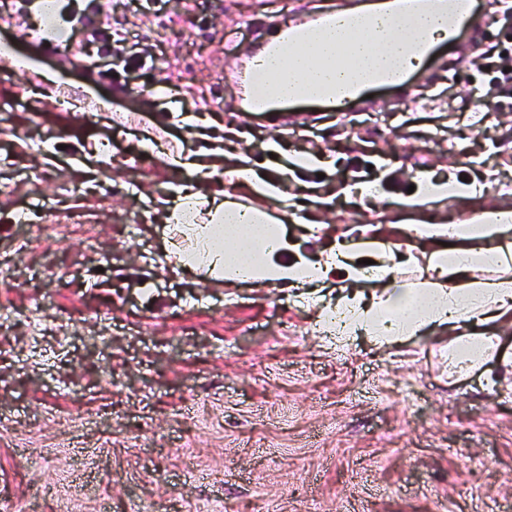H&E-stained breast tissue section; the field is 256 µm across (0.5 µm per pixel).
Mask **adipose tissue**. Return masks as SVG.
<instances>
[{"label": "adipose tissue", "mask_w": 512, "mask_h": 512, "mask_svg": "<svg viewBox=\"0 0 512 512\" xmlns=\"http://www.w3.org/2000/svg\"><path fill=\"white\" fill-rule=\"evenodd\" d=\"M366 17L367 25L354 38L335 32L325 42L330 46L350 42L356 63L370 66L379 43L401 45L404 32L392 28L387 8L369 11ZM210 178L218 185L225 181L246 185L254 198L271 201L276 209L270 212L231 199L218 203L196 182L182 184L165 206L168 252L182 270L229 283L320 288L330 281L390 279L397 269L420 262L424 269L415 280L368 298L345 294L324 303L321 321L331 324L340 311L345 315L341 334L363 331L387 343L433 325L447 327L452 337L448 362L461 371L495 352L494 337L471 334L470 328L512 315V281L480 278L476 271L483 265L512 267V249L500 244L502 233L512 229L511 212L485 211L475 224L408 226L409 245L403 251L364 228L357 237L337 240L310 255L299 249L288 230L298 217L283 195L282 181L257 175L246 157ZM472 239L483 240V247H469ZM361 252L373 255L375 264L358 263Z\"/></svg>", "instance_id": "obj_1"}]
</instances>
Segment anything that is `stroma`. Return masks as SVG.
Returning a JSON list of instances; mask_svg holds the SVG:
<instances>
[{"instance_id":"obj_1","label":"stroma","mask_w":512,"mask_h":512,"mask_svg":"<svg viewBox=\"0 0 512 512\" xmlns=\"http://www.w3.org/2000/svg\"><path fill=\"white\" fill-rule=\"evenodd\" d=\"M351 3L100 0L113 33L157 56L127 82L81 36L42 46L0 0V43L35 65L0 73V512H512V319L476 326L500 353L458 375L445 327L340 342L298 289L205 282L165 256L162 206L185 174L164 151L218 165L207 149L228 131L294 200L330 198L309 213L321 240L293 227L310 254L366 224L402 245L409 224L512 210V98L474 118L466 45L349 112H242L235 76L276 22ZM450 175L475 197L389 209ZM356 182L379 196L341 193Z\"/></svg>"}]
</instances>
